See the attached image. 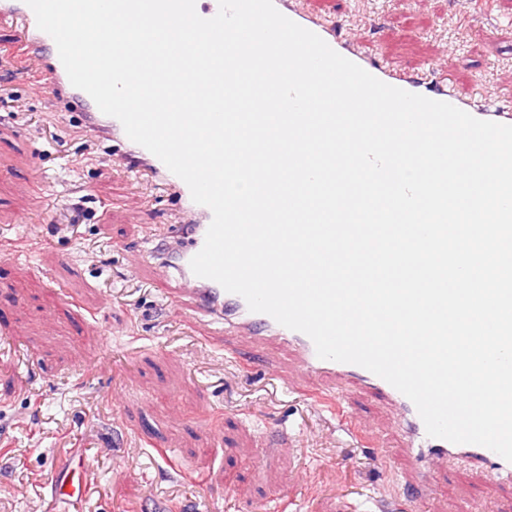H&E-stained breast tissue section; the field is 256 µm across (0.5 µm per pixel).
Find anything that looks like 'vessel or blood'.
<instances>
[{
  "label": "vessel or blood",
  "instance_id": "obj_1",
  "mask_svg": "<svg viewBox=\"0 0 512 512\" xmlns=\"http://www.w3.org/2000/svg\"><path fill=\"white\" fill-rule=\"evenodd\" d=\"M273 2L283 15L319 35L337 53L382 82L450 103L481 120L512 125V104L476 103L457 92L433 70L426 73L395 70L383 59L361 51L347 37L342 24L324 22L313 16L303 0ZM0 23L9 24L14 29L8 53L19 73L24 74L33 86L57 92L78 103L84 126L100 139L111 142L126 168L148 172L167 187L184 219L182 223L170 225L163 236L148 239L147 256L151 268L172 279L166 298L173 310L221 325L225 336L241 338L248 346L285 350L294 370L331 382V390L312 393L313 406L330 411L343 430L360 435L362 443L372 447L379 444L377 435L361 433L360 422L348 415L344 400L346 392L354 388L374 393L391 407V424L406 441L412 467L404 478L405 483H426L434 465L457 461L512 483V462L480 445L455 444L428 436L413 402L388 382L358 365L318 358L307 335L283 327L269 315L249 311L241 296L225 291L213 280L196 276L190 261L204 244L212 221L211 210L195 203L182 179L169 171L155 155L130 140L119 120L102 113L86 92L71 84L54 40L38 28L35 15L25 0H0ZM88 491V483L77 477L73 461H66L58 468L51 485L53 499L65 503L83 498Z\"/></svg>",
  "mask_w": 512,
  "mask_h": 512
}]
</instances>
